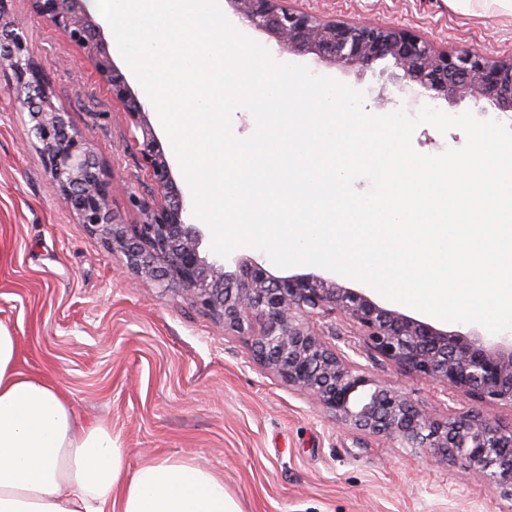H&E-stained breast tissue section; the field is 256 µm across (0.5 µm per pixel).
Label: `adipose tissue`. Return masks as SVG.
<instances>
[{"instance_id": "ef3b65f1", "label": "adipose tissue", "mask_w": 512, "mask_h": 512, "mask_svg": "<svg viewBox=\"0 0 512 512\" xmlns=\"http://www.w3.org/2000/svg\"><path fill=\"white\" fill-rule=\"evenodd\" d=\"M0 324V512H241L224 480L178 457L129 469L111 430L76 428L57 385L17 369Z\"/></svg>"}]
</instances>
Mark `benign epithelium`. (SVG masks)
Here are the masks:
<instances>
[{
  "mask_svg": "<svg viewBox=\"0 0 512 512\" xmlns=\"http://www.w3.org/2000/svg\"><path fill=\"white\" fill-rule=\"evenodd\" d=\"M4 2L0 0V49L13 70L14 93L31 118L43 165L66 204L112 252L121 254L128 269L185 294L217 316L230 335L246 339L254 361L336 419L402 448L449 455L512 498V425L451 408L442 419L427 414L407 393L373 382L348 353L315 333L310 321L342 316L357 328L360 350L452 393L510 405L512 333L487 340L473 330L448 332L320 274L277 276L258 255L211 261L202 256V231L188 222L190 204L176 184L162 142L147 124L146 104L115 65L84 0H32L40 16L87 51L112 99L141 132L135 141L157 195L145 208L142 223H118L109 204L110 179L72 127L69 114L52 103L47 68L29 54L24 35L3 21ZM229 2L283 50L361 68L390 60L401 71L405 89L433 91L446 99H485L512 112V57L493 60L436 48L394 24L323 22L289 7L288 0Z\"/></svg>",
  "mask_w": 512,
  "mask_h": 512,
  "instance_id": "obj_1",
  "label": "benign epithelium"
}]
</instances>
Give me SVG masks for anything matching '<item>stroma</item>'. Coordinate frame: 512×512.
<instances>
[{
    "label": "stroma",
    "mask_w": 512,
    "mask_h": 512,
    "mask_svg": "<svg viewBox=\"0 0 512 512\" xmlns=\"http://www.w3.org/2000/svg\"><path fill=\"white\" fill-rule=\"evenodd\" d=\"M323 19L391 23L435 45L512 57V0H292ZM31 56L48 69L54 103L112 179L111 207L140 223L156 191L140 167L133 133L83 49L38 16L31 0H8ZM234 26L283 63L362 90L369 112L418 103L394 67L350 68L279 52L232 4ZM0 68V324L18 342L17 368L55 382L77 426L119 434L128 467L181 457L221 476L242 512H512V500L442 456L400 448L337 421L251 359L245 340L185 295L127 270L100 235L61 200L45 171L31 122ZM362 364L379 383L410 394L433 416L447 404L512 423V406L415 379L377 355Z\"/></svg>",
    "instance_id": "obj_1"
}]
</instances>
